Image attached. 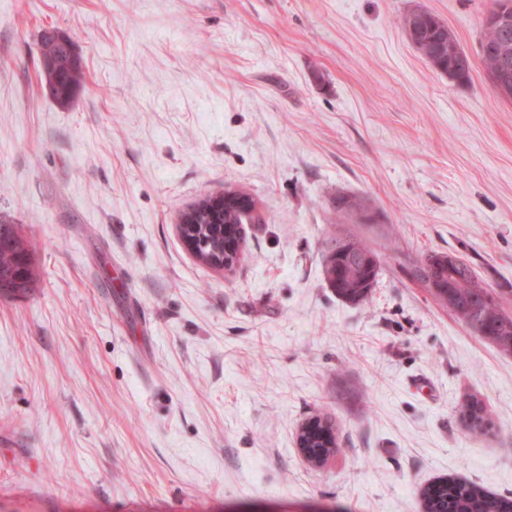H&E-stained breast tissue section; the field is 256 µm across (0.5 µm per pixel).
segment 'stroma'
I'll use <instances>...</instances> for the list:
<instances>
[{
  "mask_svg": "<svg viewBox=\"0 0 512 512\" xmlns=\"http://www.w3.org/2000/svg\"><path fill=\"white\" fill-rule=\"evenodd\" d=\"M418 6L468 81L409 41ZM491 7L0 0V216L39 275L0 295V512H421L456 477L512 498V353L409 273L463 257L512 315V102L476 58ZM52 28L86 73L66 107L40 89ZM229 188L265 221L224 272L178 220ZM344 231L382 262L359 305L324 276ZM315 416L339 443L322 467L297 446ZM432 22L430 26L421 33V42L419 45V52L421 51L426 59L437 70L442 69L441 73L448 74L449 77L456 79L459 82L467 81L469 78L470 70L472 68L471 60L466 51L461 47L459 41L455 36V55L453 57H436L434 52L430 51V47L434 44L440 33V28L444 26V22L432 13ZM420 52V53H421ZM459 57H463L466 65ZM421 53V54H422ZM337 210L342 212L347 218L353 219L354 223H368L373 221L368 208L364 203L357 199L340 197L336 201ZM461 413L468 420L470 431L473 434H481L485 432L484 407L478 399L472 398L470 400H466L462 406Z\"/></svg>",
  "mask_w": 512,
  "mask_h": 512,
  "instance_id": "35a3bbf8",
  "label": "stroma"
}]
</instances>
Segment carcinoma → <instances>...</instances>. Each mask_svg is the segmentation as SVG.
<instances>
[{"instance_id": "carcinoma-1", "label": "carcinoma", "mask_w": 512, "mask_h": 512, "mask_svg": "<svg viewBox=\"0 0 512 512\" xmlns=\"http://www.w3.org/2000/svg\"><path fill=\"white\" fill-rule=\"evenodd\" d=\"M442 26L444 22L432 16L430 26L421 33L419 51L430 60L434 68H440L442 73L464 82L469 78L472 64L459 41H454L457 55L453 57H437L430 51ZM507 38L512 40V31L494 28L484 30V43L479 45V56L486 74L491 75L497 70L496 56L491 53L492 46ZM39 51L43 59L62 61L56 69L41 71L42 94L59 105L69 104L85 80L82 61H69L61 39L53 30L41 34ZM227 194L230 203L224 205L223 217H213L203 205L186 215L189 219L188 232L205 243V249L202 250L204 256L224 250V235L220 225L242 224L246 216L258 223L262 222L256 209L243 212L237 205V200L245 196V193L229 190ZM336 205L338 211L355 223L373 221L369 209L360 200L340 197ZM350 248L354 254V259L350 261L331 249L325 251L324 275L336 297L360 304L369 299L377 283V278L372 276V267L381 264V261L378 253L358 235L350 237ZM435 275L446 285V289L433 294V297L452 311L473 333L494 343L501 351L512 353V316L502 312L494 299L493 290L479 279L473 266L461 259L453 271L442 267ZM38 282L30 240L22 234L19 225L12 223L9 218H1L0 293L27 294L38 287ZM461 413L468 420L472 433L485 432L484 407L478 399L465 401ZM300 441L308 451L306 460L314 467L323 464L337 450V440L331 425L319 417L309 420L301 428ZM452 485L451 492L442 486L425 489V512H512V499L508 497L491 494L473 482L454 481Z\"/></svg>"}]
</instances>
